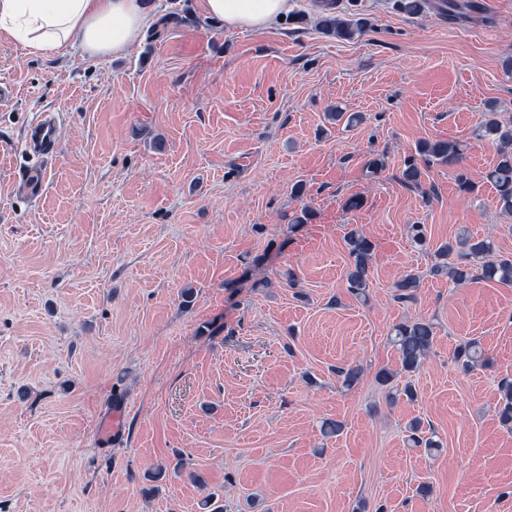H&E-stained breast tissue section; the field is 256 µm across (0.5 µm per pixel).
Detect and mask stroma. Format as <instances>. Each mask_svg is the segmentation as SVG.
<instances>
[{
    "label": "stroma",
    "mask_w": 512,
    "mask_h": 512,
    "mask_svg": "<svg viewBox=\"0 0 512 512\" xmlns=\"http://www.w3.org/2000/svg\"><path fill=\"white\" fill-rule=\"evenodd\" d=\"M202 2L142 0L156 23L118 57L34 56L0 34L16 88L0 103V512H203L211 493L224 512H512V285L432 273L464 229L512 256L491 185H456L496 160L473 138L488 105L512 118V0L457 20L336 0L367 24L351 40L318 31L313 0L271 32L226 29ZM44 112L63 129L36 201L14 183ZM434 139L466 144L461 168L406 186ZM353 228L374 244L363 299L345 288ZM410 273L417 298L397 299ZM421 316L434 345L407 377L391 329ZM472 339L487 361L466 372L454 352ZM346 364L362 368L350 387ZM415 420L438 453L413 447ZM178 453L203 484L147 479Z\"/></svg>",
    "instance_id": "1"
}]
</instances>
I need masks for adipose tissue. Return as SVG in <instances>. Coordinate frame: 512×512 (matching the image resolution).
Listing matches in <instances>:
<instances>
[{"label": "adipose tissue", "mask_w": 512, "mask_h": 512, "mask_svg": "<svg viewBox=\"0 0 512 512\" xmlns=\"http://www.w3.org/2000/svg\"><path fill=\"white\" fill-rule=\"evenodd\" d=\"M293 0H203L208 18L231 30L271 31ZM141 0H0V33L35 54L78 47L96 58L123 53L150 27Z\"/></svg>", "instance_id": "ef3b65f1"}]
</instances>
